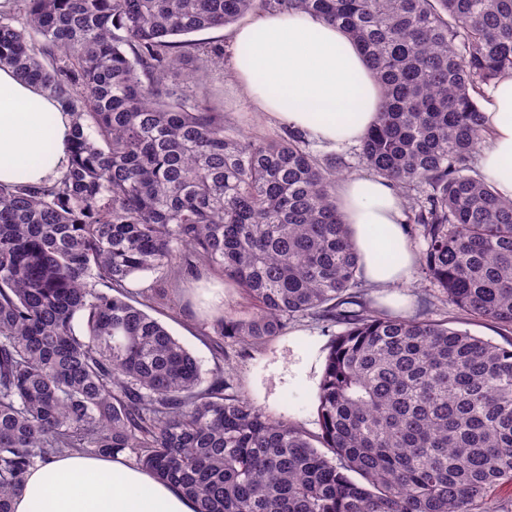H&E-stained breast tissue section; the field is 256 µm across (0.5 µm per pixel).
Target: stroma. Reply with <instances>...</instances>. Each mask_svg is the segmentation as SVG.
Segmentation results:
<instances>
[{
  "instance_id": "1",
  "label": "stroma",
  "mask_w": 512,
  "mask_h": 512,
  "mask_svg": "<svg viewBox=\"0 0 512 512\" xmlns=\"http://www.w3.org/2000/svg\"><path fill=\"white\" fill-rule=\"evenodd\" d=\"M196 93L223 112L225 125L234 133L275 138L284 132L282 126L255 111L231 79L229 67L208 69ZM433 291L429 282L413 275L405 290L410 313L445 319L502 346L512 345V331L495 323L458 318L456 311L438 301L424 304V297ZM126 294L134 305H145L147 313L197 357L204 373L223 368L234 391L252 399L267 414L287 419L308 434H319V382L328 347L342 332V325L301 315L290 319L279 336L260 346L236 338L218 339L211 329L213 308L240 317L250 316L252 309L240 288L223 273L207 268L195 274L167 270L143 273L129 283Z\"/></svg>"
}]
</instances>
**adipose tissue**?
I'll list each match as a JSON object with an SVG mask.
<instances>
[{
  "label": "adipose tissue",
  "instance_id": "1",
  "mask_svg": "<svg viewBox=\"0 0 512 512\" xmlns=\"http://www.w3.org/2000/svg\"><path fill=\"white\" fill-rule=\"evenodd\" d=\"M233 80L257 112L320 144L360 142L382 103L359 48L335 25L300 13H257L231 38ZM72 117L39 85L0 67V184L39 186L70 163ZM489 138L478 171L512 200V75L487 89ZM336 203L374 288L404 286L415 255L403 226L404 201L387 181L352 176ZM13 512H195L176 487L123 455H70L30 469Z\"/></svg>",
  "mask_w": 512,
  "mask_h": 512
}]
</instances>
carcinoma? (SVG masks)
Instances as JSON below:
<instances>
[{
    "label": "carcinoma",
    "mask_w": 512,
    "mask_h": 512,
    "mask_svg": "<svg viewBox=\"0 0 512 512\" xmlns=\"http://www.w3.org/2000/svg\"><path fill=\"white\" fill-rule=\"evenodd\" d=\"M0 66L74 116L71 162L0 187V512L48 457L129 451L196 512H506L512 349L373 307L336 207L341 156L229 132L193 82L224 61L194 35L253 12L343 29L382 106L359 157L412 201L418 274L512 331V200L474 170L480 97L512 73V0H19ZM195 68H189V64ZM217 269L254 312L216 336L262 345L311 314L345 330L318 394L320 446L231 391L124 299L134 275Z\"/></svg>",
    "instance_id": "carcinoma-1"
}]
</instances>
